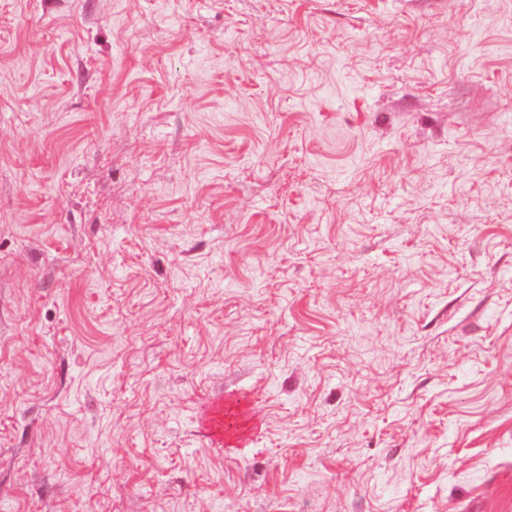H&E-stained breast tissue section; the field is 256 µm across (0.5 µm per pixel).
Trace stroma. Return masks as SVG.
Returning <instances> with one entry per match:
<instances>
[{"label": "stroma", "mask_w": 512, "mask_h": 512, "mask_svg": "<svg viewBox=\"0 0 512 512\" xmlns=\"http://www.w3.org/2000/svg\"><path fill=\"white\" fill-rule=\"evenodd\" d=\"M0 512H512V0H0Z\"/></svg>", "instance_id": "35a3bbf8"}]
</instances>
